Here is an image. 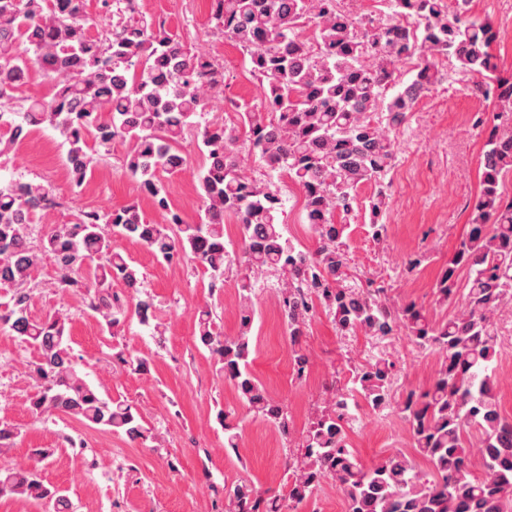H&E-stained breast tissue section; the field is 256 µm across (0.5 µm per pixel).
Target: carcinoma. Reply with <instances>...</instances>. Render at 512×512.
I'll list each match as a JSON object with an SVG mask.
<instances>
[{
	"instance_id": "1",
	"label": "carcinoma",
	"mask_w": 512,
	"mask_h": 512,
	"mask_svg": "<svg viewBox=\"0 0 512 512\" xmlns=\"http://www.w3.org/2000/svg\"><path fill=\"white\" fill-rule=\"evenodd\" d=\"M87 0H0V163L32 127L56 132L67 145L66 164L79 188L95 155L112 141L128 144L123 168L139 182L167 222L146 219L138 203L105 211L82 209L74 222L51 225L33 238L34 219L61 206L47 184L0 181V327L31 344L38 392L35 416L62 414L88 425L149 437L141 414L121 400L105 399L76 369L67 344V316L54 311L29 315V285L42 257L56 268L55 287L85 288L88 306L110 328L125 311L112 301V284L136 288L138 270L119 245L136 241L164 260L187 257L209 274V288L224 287V275L239 278V331L217 332L211 310L196 315L195 336L221 364L255 417L291 439L288 407L274 401L250 370L255 284L269 271L281 276L279 303L296 341L316 307H323L343 336L384 339L403 330L419 348L440 356L425 390L401 396L392 391L394 363L378 357L335 375L331 396L309 417L288 462V499L301 504L327 479L336 481L349 512H506L512 503V422L494 391L498 350L496 312L512 304V197L503 181L512 173V78L498 72L490 53L496 30L467 18L469 0H388L387 13L363 17L336 9V0H218L209 22L248 57L261 86L264 108L234 104L238 122L200 123L197 117L216 93L224 92V70L193 51L166 26L141 14L135 0H114L106 37L91 33ZM407 15L417 29L391 26ZM312 26L318 48L298 43L299 24ZM477 74L476 92L493 103L480 156V191L469 203L468 231L433 286L436 300L461 302L447 319L431 320L414 302L394 305L381 287L351 282L345 221L360 206L358 189L375 187L369 200L371 238L381 243L387 227L385 178L392 169L391 134L405 125L418 97L438 80L440 59ZM417 60L414 79L397 93L395 63ZM39 70L53 87L51 99L30 98L10 107L15 92ZM192 138L204 157L195 177L202 208L195 222L171 205L163 174L185 169L179 145ZM267 167H277L303 192L302 211L317 246L301 250L279 222L283 199L272 182L258 184L242 171L241 138ZM237 220L241 246L228 249L224 222ZM467 278H460V271ZM156 304L135 296V314L147 325ZM293 372L309 369L302 349H292ZM389 409L409 427L425 467L402 451L365 466L347 444L354 403ZM219 410L225 447L238 433ZM481 472L470 473L474 459ZM0 496L52 503L68 512L67 497L32 468H0ZM225 512H282L281 498L264 497L247 482L224 487Z\"/></svg>"
}]
</instances>
